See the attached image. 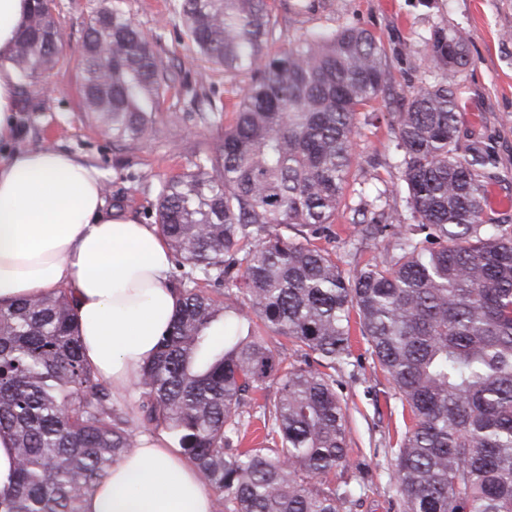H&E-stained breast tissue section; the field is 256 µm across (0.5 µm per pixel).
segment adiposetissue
<instances>
[{
    "label": "adipose tissue",
    "mask_w": 512,
    "mask_h": 512,
    "mask_svg": "<svg viewBox=\"0 0 512 512\" xmlns=\"http://www.w3.org/2000/svg\"><path fill=\"white\" fill-rule=\"evenodd\" d=\"M29 0H0V137L16 78L8 60ZM157 225L108 207L100 171L55 148L0 155V302L66 289L83 356L123 394L153 359L177 297ZM82 512H214L196 468L165 434L143 437L82 502Z\"/></svg>",
    "instance_id": "1"
}]
</instances>
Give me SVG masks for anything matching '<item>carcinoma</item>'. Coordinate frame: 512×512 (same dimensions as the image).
<instances>
[{
    "label": "carcinoma",
    "instance_id": "1",
    "mask_svg": "<svg viewBox=\"0 0 512 512\" xmlns=\"http://www.w3.org/2000/svg\"><path fill=\"white\" fill-rule=\"evenodd\" d=\"M196 53L246 70L226 105L196 103L218 143L157 188L155 223L183 269L178 307L156 356L132 384L136 404L84 362L64 289L0 306V433L17 466L0 512H81L109 468L165 430L214 494L215 512H350L342 478L348 428L336 369L352 356L351 313L412 425L391 449L402 512H512V225L488 217L499 181L493 147L460 144L456 74L466 36L424 40L434 80L394 115L406 210L360 195L355 224L391 230V252L346 276L313 244L330 232L356 156L359 115L388 89L379 39L345 26L308 31L273 52L267 0H178ZM54 0H35L11 62L38 82L66 38ZM174 77L123 8L97 11L84 37V112L119 146L157 132ZM306 229L292 239L287 230ZM224 286V302L204 288ZM224 319V340L211 336ZM303 352L288 362L271 337ZM277 380L274 397L264 394ZM264 436L240 447L252 419Z\"/></svg>",
    "mask_w": 512,
    "mask_h": 512
}]
</instances>
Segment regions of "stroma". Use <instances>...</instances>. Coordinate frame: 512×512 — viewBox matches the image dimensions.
Returning <instances> with one entry per match:
<instances>
[{"label": "stroma", "mask_w": 512, "mask_h": 512, "mask_svg": "<svg viewBox=\"0 0 512 512\" xmlns=\"http://www.w3.org/2000/svg\"><path fill=\"white\" fill-rule=\"evenodd\" d=\"M174 0H125L126 10L149 35L162 33L154 49L177 75L181 96L165 100L156 135L127 148L93 125L82 110L81 54L86 24L104 0H57L59 21L67 33L63 57L46 80L17 88L14 135L0 152L53 147L83 157L103 173L112 208L153 223L151 205L160 180L188 168L195 148L216 143L221 131L193 118L188 107L192 90L203 85L214 98L231 101L250 81L247 74H228L180 40L182 21ZM278 47L295 43L313 29L357 26L379 37L391 74L390 104H376L368 121L360 122L359 155L354 166L356 189L367 193L398 182L392 153L393 114L412 87L427 76L419 61L423 39L436 25L467 35V64L458 74V127L461 143L479 139L499 158L497 188L512 196V0H315L311 11H287L275 0ZM318 244L333 252L343 271L363 268L386 252L390 240H361L359 225L338 215L330 234ZM346 409L349 429L347 477L359 500L352 512H399L390 479L389 448L405 431L399 395L368 351L360 333L352 335V357L333 374Z\"/></svg>", "instance_id": "1"}]
</instances>
